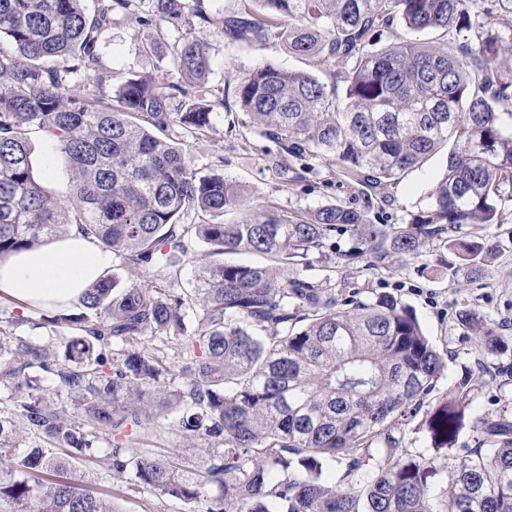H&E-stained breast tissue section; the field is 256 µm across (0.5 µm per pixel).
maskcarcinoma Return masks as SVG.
<instances>
[{
  "mask_svg": "<svg viewBox=\"0 0 512 512\" xmlns=\"http://www.w3.org/2000/svg\"><path fill=\"white\" fill-rule=\"evenodd\" d=\"M396 18L444 37L472 26L470 0H240L233 11L98 0L92 12L82 0H0L9 44L0 46V258L72 225L115 258L71 309L6 317L0 306V512H115L71 466L98 462L103 447L116 480L189 512H512V413L474 410L488 379L512 384L497 363L512 354V333L471 307L456 312L484 365L426 413L433 449L448 459L439 469L408 453L403 426L453 354L395 297L348 308L336 287L303 276L336 233L350 238L347 261L383 265L446 247L474 277L500 249L461 235L498 223L512 201V112L496 109L512 97L496 67L512 42L374 48ZM121 22L166 79L132 75L104 106L84 80L99 72L105 31ZM167 27L180 31L171 44ZM203 29L342 64L341 103L310 72L261 62L240 78L242 111L291 158L330 160L367 193L448 147L426 205L404 224H375L340 204L305 219L261 211L224 223L242 189L192 168L184 149L224 105ZM34 130L68 160L66 199L35 179ZM242 252L276 267L224 261ZM132 270L140 278H123ZM174 436L201 441L207 457L189 463Z\"/></svg>",
  "mask_w": 512,
  "mask_h": 512,
  "instance_id": "carcinoma-1",
  "label": "carcinoma"
}]
</instances>
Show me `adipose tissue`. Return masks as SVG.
<instances>
[{"label": "adipose tissue", "mask_w": 512, "mask_h": 512, "mask_svg": "<svg viewBox=\"0 0 512 512\" xmlns=\"http://www.w3.org/2000/svg\"><path fill=\"white\" fill-rule=\"evenodd\" d=\"M110 250L78 231L0 259V298L26 306L69 308L112 269Z\"/></svg>", "instance_id": "obj_1"}]
</instances>
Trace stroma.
Here are the masks:
<instances>
[{
  "label": "stroma",
  "instance_id": "1",
  "mask_svg": "<svg viewBox=\"0 0 512 512\" xmlns=\"http://www.w3.org/2000/svg\"><path fill=\"white\" fill-rule=\"evenodd\" d=\"M490 35L512 39V0H479L471 28L450 33L448 40L456 47L467 44L475 48ZM203 37L213 61L210 80L223 86L224 104L216 108L204 135L188 138L187 144L194 168L223 173L245 192L244 202L225 212V221L251 219L262 208L278 209L301 218L326 204L364 208L362 198L344 182L331 161L312 158L303 164L295 162L288 177H281L278 166L282 156L277 144L246 123L235 94L242 74L264 62L281 69L312 72L324 82L335 84L336 97L341 100L345 97V86L334 81L338 63L301 59L278 43L254 47L231 44L209 30L204 31ZM99 74V79L88 80L87 85L107 104L126 77L134 74L155 78L159 71L156 58L135 50L127 27L116 24L105 34ZM32 148L35 172L44 186L55 194L66 195L72 174L65 158L44 146L37 134L32 137ZM447 162V151H439L421 168L378 189L371 220L404 223L410 213L424 206L444 175ZM479 240L487 245L499 241L506 248L485 267L478 280L471 277L468 269L460 267L455 254L445 248L407 258L396 256L382 268L370 266L364 259L346 264L332 252L326 258L327 266L335 270L343 299L394 296L414 311L427 336L453 351L456 360L447 364L438 388L442 394L477 366L473 337L458 325L456 310L466 304L500 324L512 323V201L503 202L498 224L480 235ZM76 469L86 473L93 488L111 492L117 512H188L187 505L179 501L128 490L110 477L105 464L80 462Z\"/></svg>",
  "mask_w": 512,
  "mask_h": 512
}]
</instances>
